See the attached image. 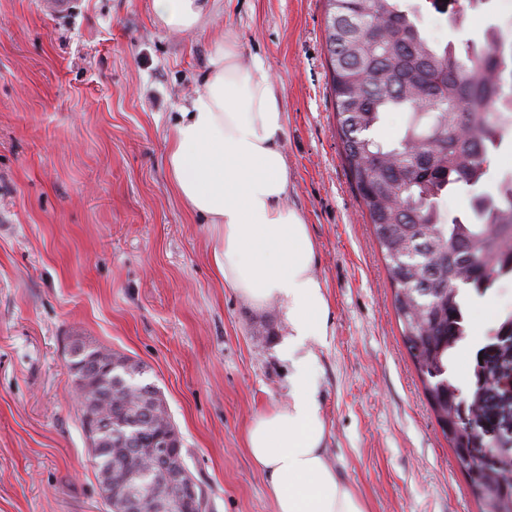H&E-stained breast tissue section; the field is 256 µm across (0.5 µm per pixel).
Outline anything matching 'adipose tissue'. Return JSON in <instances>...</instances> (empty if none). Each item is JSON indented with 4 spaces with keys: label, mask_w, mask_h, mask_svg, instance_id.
Listing matches in <instances>:
<instances>
[{
    "label": "adipose tissue",
    "mask_w": 512,
    "mask_h": 512,
    "mask_svg": "<svg viewBox=\"0 0 512 512\" xmlns=\"http://www.w3.org/2000/svg\"><path fill=\"white\" fill-rule=\"evenodd\" d=\"M213 0H152L154 18L174 32L202 29ZM287 114L269 68L237 62L234 34L218 40L208 71L183 106L167 156L186 208L213 227L212 261L240 300L275 305L293 367L286 403L256 413L245 444L267 478L275 512H368L325 450L327 421L303 345L327 335L330 304L314 275L315 243L286 204L291 178L282 148Z\"/></svg>",
    "instance_id": "adipose-tissue-1"
}]
</instances>
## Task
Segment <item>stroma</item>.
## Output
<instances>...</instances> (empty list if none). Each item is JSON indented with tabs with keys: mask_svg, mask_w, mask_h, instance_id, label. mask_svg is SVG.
<instances>
[{
	"mask_svg": "<svg viewBox=\"0 0 512 512\" xmlns=\"http://www.w3.org/2000/svg\"><path fill=\"white\" fill-rule=\"evenodd\" d=\"M0 0V512H107L69 368L74 342L143 369L161 392L207 512H274L244 431L288 397L276 308L226 288L206 220L168 176L171 127L215 40L270 68L288 116V204L309 226L329 335L309 340L327 456L369 512H478L402 342L385 262L344 167L325 0H216L202 30L159 25L151 0ZM445 44L512 43V0L462 28L430 0ZM512 280L470 299L464 372L495 353Z\"/></svg>",
	"mask_w": 512,
	"mask_h": 512,
	"instance_id": "stroma-1",
	"label": "stroma"
}]
</instances>
